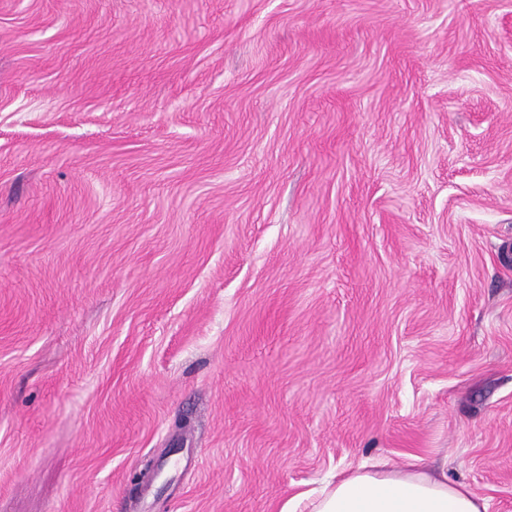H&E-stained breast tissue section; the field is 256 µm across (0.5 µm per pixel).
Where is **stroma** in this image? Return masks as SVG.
Returning a JSON list of instances; mask_svg holds the SVG:
<instances>
[{
  "instance_id": "obj_1",
  "label": "stroma",
  "mask_w": 512,
  "mask_h": 512,
  "mask_svg": "<svg viewBox=\"0 0 512 512\" xmlns=\"http://www.w3.org/2000/svg\"><path fill=\"white\" fill-rule=\"evenodd\" d=\"M385 459L512 512V0H0V512Z\"/></svg>"
}]
</instances>
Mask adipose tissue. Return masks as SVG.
Returning a JSON list of instances; mask_svg holds the SVG:
<instances>
[{
  "mask_svg": "<svg viewBox=\"0 0 512 512\" xmlns=\"http://www.w3.org/2000/svg\"><path fill=\"white\" fill-rule=\"evenodd\" d=\"M307 512H488L468 485L415 468L358 469L310 501Z\"/></svg>",
  "mask_w": 512,
  "mask_h": 512,
  "instance_id": "obj_1",
  "label": "adipose tissue"
}]
</instances>
